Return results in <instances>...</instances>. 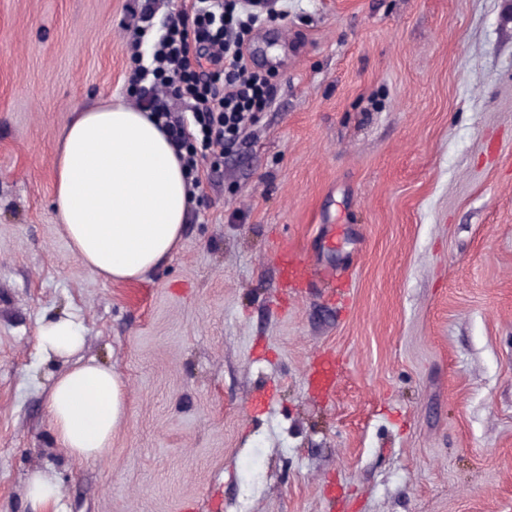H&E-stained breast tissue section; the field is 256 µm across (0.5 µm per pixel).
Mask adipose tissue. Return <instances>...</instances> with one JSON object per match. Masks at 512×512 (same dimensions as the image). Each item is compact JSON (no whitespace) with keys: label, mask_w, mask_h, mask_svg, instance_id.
Instances as JSON below:
<instances>
[{"label":"adipose tissue","mask_w":512,"mask_h":512,"mask_svg":"<svg viewBox=\"0 0 512 512\" xmlns=\"http://www.w3.org/2000/svg\"><path fill=\"white\" fill-rule=\"evenodd\" d=\"M54 204L72 253L111 282L139 280L178 247L190 204L182 167L165 133L122 103L79 105L55 158ZM37 348L65 362L49 394L60 448L89 460L110 447L127 417L123 378L85 361L73 315L43 320Z\"/></svg>","instance_id":"ef3b65f1"}]
</instances>
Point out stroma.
Here are the masks:
<instances>
[{
	"mask_svg": "<svg viewBox=\"0 0 512 512\" xmlns=\"http://www.w3.org/2000/svg\"><path fill=\"white\" fill-rule=\"evenodd\" d=\"M133 6L0 0V512H512V0H270L271 107L200 160L176 252L112 283L54 163L75 105H134ZM278 244L339 287L284 291ZM62 312L128 392L87 461L36 346ZM338 376V365L332 357L320 359L313 367L309 376V383L324 395L334 392ZM27 496L35 504L51 505L57 502V485L47 476L35 473L27 484Z\"/></svg>",
	"mask_w": 512,
	"mask_h": 512,
	"instance_id": "35a3bbf8",
	"label": "stroma"
}]
</instances>
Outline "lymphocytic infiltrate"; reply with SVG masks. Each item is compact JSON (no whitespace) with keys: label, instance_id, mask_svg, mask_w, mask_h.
Masks as SVG:
<instances>
[{"label":"lymphocytic infiltrate","instance_id":"obj_1","mask_svg":"<svg viewBox=\"0 0 512 512\" xmlns=\"http://www.w3.org/2000/svg\"><path fill=\"white\" fill-rule=\"evenodd\" d=\"M262 20L237 0H192L170 12L151 48V68L131 84L142 111L164 127L191 188L198 154L221 160L240 132L273 100L268 76L251 70L246 37Z\"/></svg>","mask_w":512,"mask_h":512}]
</instances>
